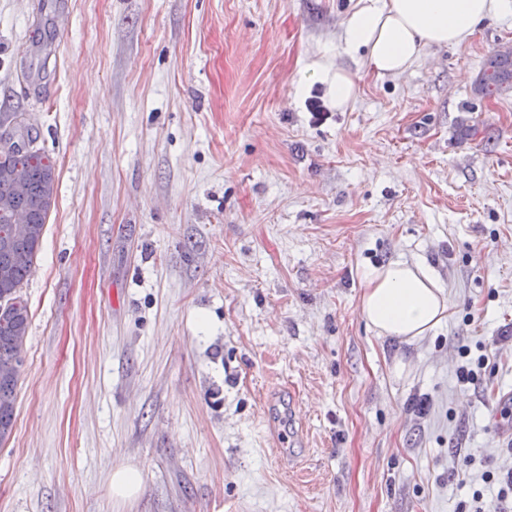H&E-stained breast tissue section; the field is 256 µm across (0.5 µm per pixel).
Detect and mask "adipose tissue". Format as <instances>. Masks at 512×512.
Wrapping results in <instances>:
<instances>
[{"label":"adipose tissue","instance_id":"adipose-tissue-1","mask_svg":"<svg viewBox=\"0 0 512 512\" xmlns=\"http://www.w3.org/2000/svg\"><path fill=\"white\" fill-rule=\"evenodd\" d=\"M512 14V0H367L346 22L345 52L363 53L380 76H398L413 68L433 47L469 42L487 19ZM337 110L356 97V84L341 67L316 63ZM448 297L422 261L398 258L364 279L360 313L377 336L411 343L438 327Z\"/></svg>","mask_w":512,"mask_h":512}]
</instances>
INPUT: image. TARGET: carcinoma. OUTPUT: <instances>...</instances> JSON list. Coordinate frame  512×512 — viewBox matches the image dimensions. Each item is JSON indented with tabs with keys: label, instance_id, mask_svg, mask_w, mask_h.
<instances>
[{
	"label": "carcinoma",
	"instance_id": "1",
	"mask_svg": "<svg viewBox=\"0 0 512 512\" xmlns=\"http://www.w3.org/2000/svg\"><path fill=\"white\" fill-rule=\"evenodd\" d=\"M511 89L512 50H497L487 57L474 82L473 93L485 99ZM0 119L14 121L20 137L37 142L23 113L12 112ZM16 171L25 173L28 190L14 200V206L27 214L28 223L18 228L12 224L10 213H0V269L9 270V278L0 279V366L8 365L17 348L26 342L29 315L22 290L37 257L55 184L54 167L37 147L0 162V195L8 189ZM18 381V375L0 372V441L13 431Z\"/></svg>",
	"mask_w": 512,
	"mask_h": 512
}]
</instances>
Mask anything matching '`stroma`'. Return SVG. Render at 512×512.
Instances as JSON below:
<instances>
[{
	"mask_svg": "<svg viewBox=\"0 0 512 512\" xmlns=\"http://www.w3.org/2000/svg\"><path fill=\"white\" fill-rule=\"evenodd\" d=\"M360 5L0 0V113L56 172L0 512H512V91L472 94L512 17L381 77L341 45ZM399 257L448 296L401 346L359 311ZM317 79L326 84L336 110L344 111L355 100L356 84L341 67L324 60L315 65ZM463 358H466L465 364L458 369V381L464 384H476L482 380V371L488 365L490 360L487 353H481L476 358H468L471 355L470 349L461 351ZM140 475L134 467H124L112 473L110 488L112 495L119 500H131L138 492Z\"/></svg>",
	"mask_w": 512,
	"mask_h": 512,
	"instance_id": "35a3bbf8",
	"label": "stroma"
}]
</instances>
